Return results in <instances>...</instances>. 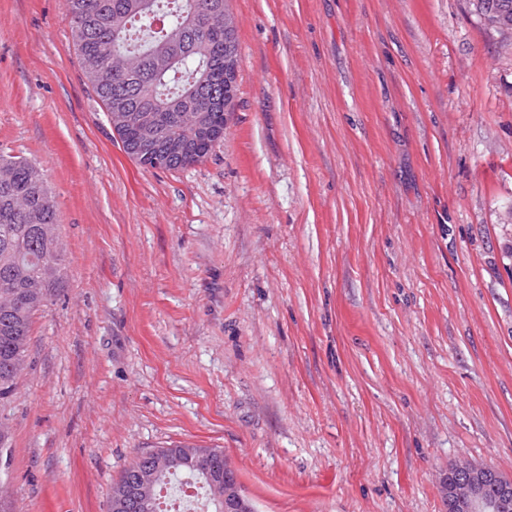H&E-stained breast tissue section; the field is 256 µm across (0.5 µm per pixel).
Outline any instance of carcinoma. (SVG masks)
I'll list each match as a JSON object with an SVG mask.
<instances>
[{"label":"carcinoma","instance_id":"cac0c4a2","mask_svg":"<svg viewBox=\"0 0 512 512\" xmlns=\"http://www.w3.org/2000/svg\"><path fill=\"white\" fill-rule=\"evenodd\" d=\"M80 57L109 50L132 69L108 86H92L107 120L121 109L134 123H153V148L139 129L117 128L124 151L152 169H179L203 161L213 148L183 119L214 102L209 124L224 129L235 95L224 92V74L236 80L238 39L224 40L213 20L224 18L226 0H66ZM476 13L493 9L512 21V0H473ZM0 448L8 445L12 426L4 414L13 401L18 378L27 365L34 316L45 311L65 283V266L57 208L44 171L36 163L0 151ZM165 456L201 460L204 472L173 465L160 471L152 500L144 512H164L160 491L177 476L199 485L208 502L205 512H219L223 501L208 475L224 473V451L176 445Z\"/></svg>","mask_w":512,"mask_h":512}]
</instances>
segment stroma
Listing matches in <instances>:
<instances>
[{
    "label": "stroma",
    "mask_w": 512,
    "mask_h": 512,
    "mask_svg": "<svg viewBox=\"0 0 512 512\" xmlns=\"http://www.w3.org/2000/svg\"><path fill=\"white\" fill-rule=\"evenodd\" d=\"M227 5L224 137L164 170L124 153L65 0H0V150L45 171L67 275L6 410L12 512H108L181 443L258 512L512 479V38L470 0Z\"/></svg>",
    "instance_id": "1"
}]
</instances>
